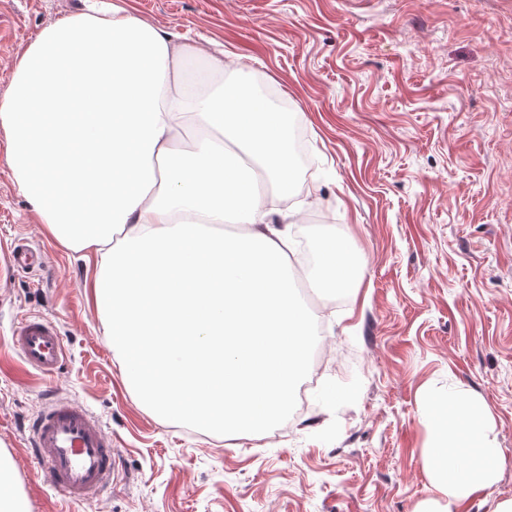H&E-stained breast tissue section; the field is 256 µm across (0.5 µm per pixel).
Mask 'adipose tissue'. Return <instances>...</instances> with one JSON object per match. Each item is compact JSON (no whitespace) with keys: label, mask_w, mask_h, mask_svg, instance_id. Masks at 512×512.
<instances>
[{"label":"adipose tissue","mask_w":512,"mask_h":512,"mask_svg":"<svg viewBox=\"0 0 512 512\" xmlns=\"http://www.w3.org/2000/svg\"><path fill=\"white\" fill-rule=\"evenodd\" d=\"M181 49L124 8L89 7L42 29L0 97V129L18 192L52 236L82 252L84 282L124 363L126 382L157 414L250 434L278 421L305 365L315 325L289 286L290 226L255 184L288 186L287 122L244 91L249 73L185 95L172 73ZM112 86L124 105L84 142L67 169L48 162L44 105L71 88ZM205 134L180 143L186 122ZM248 151L256 171L243 170ZM201 224L250 233L202 236ZM313 288L350 293L364 260L317 242ZM448 425L428 451L434 497L421 512H458L497 481L505 457L473 398L447 397Z\"/></svg>","instance_id":"adipose-tissue-1"}]
</instances>
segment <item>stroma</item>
<instances>
[{"label":"stroma","mask_w":512,"mask_h":512,"mask_svg":"<svg viewBox=\"0 0 512 512\" xmlns=\"http://www.w3.org/2000/svg\"><path fill=\"white\" fill-rule=\"evenodd\" d=\"M115 2L176 34L190 92L213 83L220 55L287 99L318 160L288 195L322 216L313 239L341 240L366 268L344 306L309 293L338 359L287 432L265 441L159 419L125 382L85 260L18 193L0 132V246L24 238L52 255L37 271L0 270V448L31 512H417L451 391L484 403L506 458L462 512L512 498V0ZM81 8L0 0V96L28 43ZM23 313L56 322V374L12 353ZM47 388L112 435V487L93 502L66 503L36 471L25 429Z\"/></svg>","instance_id":"stroma-1"}]
</instances>
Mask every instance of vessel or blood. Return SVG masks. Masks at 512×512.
Returning a JSON list of instances; mask_svg holds the SVG:
<instances>
[{"mask_svg": "<svg viewBox=\"0 0 512 512\" xmlns=\"http://www.w3.org/2000/svg\"><path fill=\"white\" fill-rule=\"evenodd\" d=\"M0 258L15 271L28 267L32 254L27 245L10 244ZM12 344L26 365L45 374L59 369L66 354L58 327L39 315L19 320ZM27 442L44 481L68 501H88L110 489L114 443L88 407L48 396L29 426Z\"/></svg>", "mask_w": 512, "mask_h": 512, "instance_id": "obj_1", "label": "vessel or blood"}]
</instances>
